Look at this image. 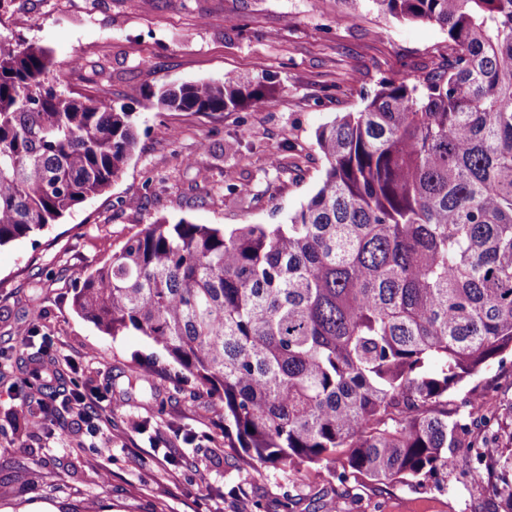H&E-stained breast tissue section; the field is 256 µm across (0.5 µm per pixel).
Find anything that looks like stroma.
<instances>
[{
  "label": "stroma",
  "instance_id": "obj_1",
  "mask_svg": "<svg viewBox=\"0 0 512 512\" xmlns=\"http://www.w3.org/2000/svg\"><path fill=\"white\" fill-rule=\"evenodd\" d=\"M0 32L51 49L63 89L126 107L137 133L107 192L0 247V512H282L289 498L295 512H492L491 479L465 462L422 487L246 465L224 451L223 402L168 379L144 337L109 336L73 308L84 278L156 221L282 223L324 175L318 127L361 111L381 82L441 70L444 31L344 0H13ZM227 73L263 88L265 104H156L164 87ZM43 352L77 360L65 383L93 402L97 434L71 410L51 436L19 421L15 359ZM147 367L153 388L128 390ZM452 397L511 422L512 353Z\"/></svg>",
  "mask_w": 512,
  "mask_h": 512
}]
</instances>
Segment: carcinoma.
Segmentation results:
<instances>
[{"instance_id":"obj_1","label":"carcinoma","mask_w":512,"mask_h":512,"mask_svg":"<svg viewBox=\"0 0 512 512\" xmlns=\"http://www.w3.org/2000/svg\"><path fill=\"white\" fill-rule=\"evenodd\" d=\"M438 24L445 66L386 81L318 128L327 166L283 224L230 231L184 219L130 238L77 288L102 332L135 333L165 370L224 401V445L266 467L340 483L418 482L466 460L512 512L508 447L486 452L484 410L448 394L512 352V0H349ZM236 77L163 90L158 106L225 112L263 102ZM130 113L61 90L51 51L0 34V246L106 192L131 159ZM20 410L54 369L27 365Z\"/></svg>"}]
</instances>
